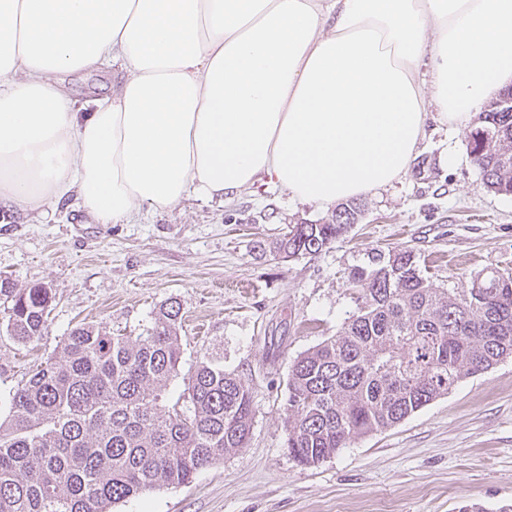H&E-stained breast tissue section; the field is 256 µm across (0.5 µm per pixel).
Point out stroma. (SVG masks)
<instances>
[{
  "label": "stroma",
  "mask_w": 512,
  "mask_h": 512,
  "mask_svg": "<svg viewBox=\"0 0 512 512\" xmlns=\"http://www.w3.org/2000/svg\"><path fill=\"white\" fill-rule=\"evenodd\" d=\"M468 134L429 120L423 168L362 196L359 224L290 262L268 246L290 225L321 224L331 212L264 180L229 202L191 197L131 224L95 223L74 204L46 218L0 210V276L53 297L38 340L0 332V389L53 357L74 325L136 336L173 297L182 365L164 405L181 398L197 361L212 360L253 390L250 439L192 483L157 486L112 512H459L468 502L500 512L512 505L511 357L317 465L297 464L284 446L293 361L355 310L348 276L372 252L411 249L440 288L469 286L485 268L512 274V196L483 189Z\"/></svg>",
  "instance_id": "obj_1"
}]
</instances>
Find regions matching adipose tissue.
<instances>
[{"label": "adipose tissue", "instance_id": "ef3b65f1", "mask_svg": "<svg viewBox=\"0 0 512 512\" xmlns=\"http://www.w3.org/2000/svg\"><path fill=\"white\" fill-rule=\"evenodd\" d=\"M104 65L76 111L64 75ZM510 83L512 0H0V207L128 224L264 178L327 207Z\"/></svg>", "mask_w": 512, "mask_h": 512}]
</instances>
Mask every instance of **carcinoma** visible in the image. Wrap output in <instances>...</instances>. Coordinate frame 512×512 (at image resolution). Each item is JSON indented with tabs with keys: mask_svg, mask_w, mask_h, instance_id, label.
<instances>
[{
	"mask_svg": "<svg viewBox=\"0 0 512 512\" xmlns=\"http://www.w3.org/2000/svg\"><path fill=\"white\" fill-rule=\"evenodd\" d=\"M487 190L512 195V109L487 102L469 135ZM352 201L322 224H294L273 251L314 255L360 222ZM356 310L336 335L299 355L283 407L285 446L305 466L356 437L385 430L463 379L512 356V276L478 275L469 288H438L413 251L372 255L348 278ZM48 288L0 280V324L27 343L44 335ZM182 312L175 298L132 338L78 325L57 356L8 390L0 422V512H110L159 484L181 486L245 447L253 391L208 360L185 381L186 409L158 407L178 375Z\"/></svg>",
	"mask_w": 512,
	"mask_h": 512,
	"instance_id": "cac0c4a2",
	"label": "carcinoma"
}]
</instances>
